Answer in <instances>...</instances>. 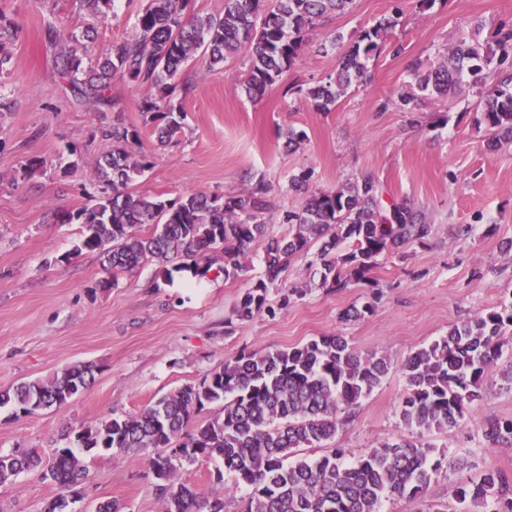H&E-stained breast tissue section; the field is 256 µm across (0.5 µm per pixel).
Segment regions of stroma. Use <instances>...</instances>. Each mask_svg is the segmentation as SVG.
I'll return each instance as SVG.
<instances>
[{
	"instance_id": "1",
	"label": "stroma",
	"mask_w": 512,
	"mask_h": 512,
	"mask_svg": "<svg viewBox=\"0 0 512 512\" xmlns=\"http://www.w3.org/2000/svg\"><path fill=\"white\" fill-rule=\"evenodd\" d=\"M144 0H118L97 26V49L130 33ZM391 0H354L343 14L309 31L299 60L281 86L261 99L243 91L241 58L209 70L198 61L186 71L190 93L175 92L185 112L179 137L157 146L138 109L140 93L113 79L112 111L98 112L72 100L43 40L45 22L62 32L86 24L73 0H0V17L21 31L11 61L0 71V90L13 102L0 114V390L47 377L75 362L91 361L94 383L67 407L14 416L0 409V454L37 451L50 457L66 444L69 429L142 409L182 385L200 382L241 352L293 347L330 334L344 336L363 353L384 352L400 363L411 351L446 334L450 325L512 298V142L494 152L477 124L482 85L512 70V56L482 72L481 82L464 77L447 95L419 91L415 74L447 63L461 43L490 40L512 28V0H401L400 22L379 56L367 63L369 79L350 89L336 107L315 111L289 91L333 72L336 58L362 28L387 16ZM336 47H329L331 37ZM327 52H318L319 44ZM142 131L140 150L152 166L140 189L172 199L192 192L268 189L272 234L287 232L283 212L301 197L290 179L313 170L312 188L334 190L365 172L383 189L382 203L408 199L425 213L432 232L424 242L379 257L373 284L354 283L329 291L310 284L305 261H293L285 283L270 289V312L233 320L231 310L252 279L262 275L264 243L250 244L249 270L240 278L209 273L183 293L178 283L150 287L157 268L147 264L104 287L108 274L98 253L72 256L77 224L62 223L101 188L98 156L110 150L98 128L114 120ZM305 131L297 151L285 146L287 128ZM41 166L28 170L31 160ZM305 287L302 297L294 287ZM371 305L355 321L341 315L350 306ZM512 349L487 372L483 399L467 424L425 433L438 451L468 463V476L485 469L512 475V447L487 448L485 423L512 418V391L502 372ZM405 389L392 371L370 396L345 415L335 437L304 458L342 448L357 456L387 439L407 435L397 416ZM459 475L441 470L422 498L394 497L382 512H428L433 504L459 512L454 496ZM153 474L142 453L92 458L83 498L67 512H95L112 500L123 512H159ZM57 485L34 470L0 485V512H45Z\"/></svg>"
}]
</instances>
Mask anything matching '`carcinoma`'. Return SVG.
I'll return each instance as SVG.
<instances>
[{"label": "carcinoma", "mask_w": 512, "mask_h": 512, "mask_svg": "<svg viewBox=\"0 0 512 512\" xmlns=\"http://www.w3.org/2000/svg\"><path fill=\"white\" fill-rule=\"evenodd\" d=\"M87 19L82 34L64 35L53 25L44 40L55 52V69L67 81L75 101H91L101 112L112 108L109 94L118 77L143 91L139 110L152 125L159 144L182 133L184 112L172 96L191 85L182 79L187 67L203 59L211 70L245 52V90L262 96L295 65L305 36L324 18L343 13L353 0H224L219 14H197L191 0H145L133 31L114 41L109 52L95 54L96 24L113 10L114 0H76ZM395 21L387 18L362 30L338 59L335 73L306 89L307 103L328 112L348 90L361 83L365 61L380 53ZM12 24L0 28V69L10 61L6 43L18 37ZM512 51V30H499L493 44L456 47L448 64L416 75L418 87L445 95L464 72L473 77L490 66L497 53ZM478 124L489 133L487 145L512 141V72L480 93ZM112 149L98 160L99 177L112 194L92 196L65 215V224L81 225L80 240L65 260L84 250L97 251L116 287L119 277L147 262L163 266L161 275H201L217 270L224 277L247 273L249 245L265 241L264 273L232 308L238 321L265 310L269 289L288 277L291 260L304 259L319 275L317 287L329 290L364 282L378 257L432 232L424 213L409 200L381 201L379 181L362 173L336 190H313V172L290 179L303 195L296 211L286 213L285 235L268 232V188L259 182L242 195L194 192L175 199L140 191L137 179L151 161L134 151L141 133L135 126L101 129ZM320 243L316 258L310 247ZM512 300L496 309L452 324L448 333L423 345L393 366L382 352L363 355L342 336H319L286 349L243 352L197 384H185L160 396L138 412L106 417L74 433L71 445L56 449L45 476L60 489L46 512H57L86 471L85 458L143 452L154 472V496L161 512H226L224 495L215 487L231 477L247 490L239 512H380L391 497L420 498L442 468L445 454L421 440L423 432L462 422L468 408L482 398L487 369L512 340ZM405 379L398 405L401 424L411 432L390 439L346 461L335 448L313 461L298 457L332 439L343 420L339 413L357 407L392 369ZM97 366L79 362L46 378L0 391V407L28 415L60 409L87 390ZM217 407L193 432L184 430L202 411ZM483 437L489 448L512 446V419L491 421ZM182 462L217 464L214 488L200 491L178 476ZM33 452L0 454V476L9 481L38 468ZM457 503L464 512H512V475L484 471L479 479L459 477Z\"/></svg>", "instance_id": "1"}]
</instances>
